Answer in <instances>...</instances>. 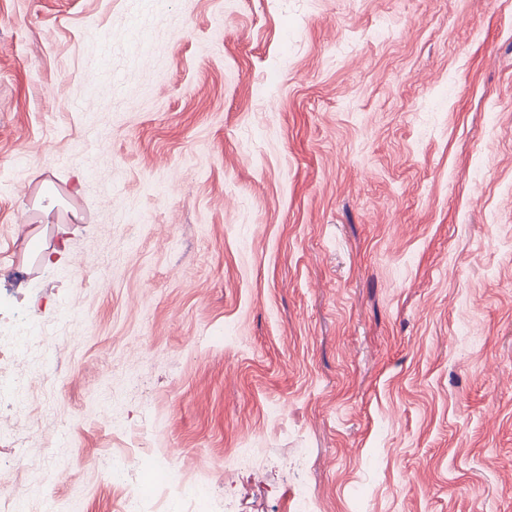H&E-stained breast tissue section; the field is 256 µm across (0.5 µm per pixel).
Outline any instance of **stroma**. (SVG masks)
Returning a JSON list of instances; mask_svg holds the SVG:
<instances>
[{
	"instance_id": "1",
	"label": "stroma",
	"mask_w": 512,
	"mask_h": 512,
	"mask_svg": "<svg viewBox=\"0 0 512 512\" xmlns=\"http://www.w3.org/2000/svg\"><path fill=\"white\" fill-rule=\"evenodd\" d=\"M14 308L21 512H512V0H0Z\"/></svg>"
}]
</instances>
